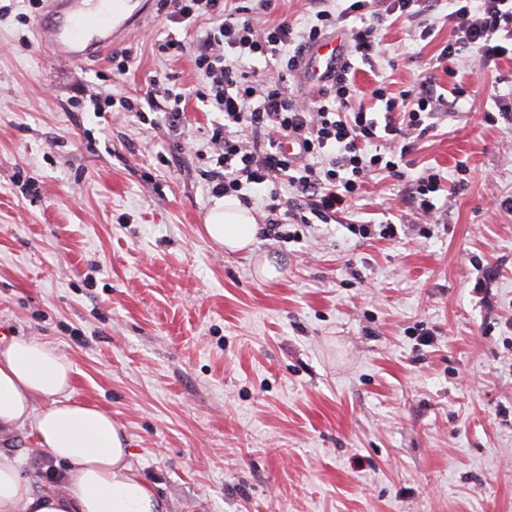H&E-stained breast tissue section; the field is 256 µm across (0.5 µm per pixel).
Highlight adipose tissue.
Segmentation results:
<instances>
[{"mask_svg":"<svg viewBox=\"0 0 512 512\" xmlns=\"http://www.w3.org/2000/svg\"><path fill=\"white\" fill-rule=\"evenodd\" d=\"M204 229L215 246L250 251L259 226L238 200L215 199ZM73 365L36 339L0 347V434L33 423L38 443L66 466L63 486L34 491L16 457L0 452V512H165L133 467L121 425L96 406L71 400ZM48 400L38 409L40 400Z\"/></svg>","mask_w":512,"mask_h":512,"instance_id":"obj_1","label":"adipose tissue"}]
</instances>
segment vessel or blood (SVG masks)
<instances>
[{
	"label": "vessel or blood",
	"mask_w": 512,
	"mask_h": 512,
	"mask_svg": "<svg viewBox=\"0 0 512 512\" xmlns=\"http://www.w3.org/2000/svg\"><path fill=\"white\" fill-rule=\"evenodd\" d=\"M125 0H55V15L48 27L58 60L81 63L112 42L117 17ZM344 57V45L327 38L304 55V68L312 82H324Z\"/></svg>",
	"instance_id": "obj_1"
}]
</instances>
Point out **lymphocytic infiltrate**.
I'll return each mask as SVG.
<instances>
[{"label":"lymphocytic infiltrate","mask_w":512,"mask_h":512,"mask_svg":"<svg viewBox=\"0 0 512 512\" xmlns=\"http://www.w3.org/2000/svg\"><path fill=\"white\" fill-rule=\"evenodd\" d=\"M170 2L172 23L191 26L204 17L212 22L198 35L194 53L202 79L196 97L218 115L209 138L211 192L246 204L268 193L263 233L270 237L288 239L291 224L335 220L370 173L404 178L412 166L409 139L429 132L449 98L466 95L461 86L441 94L431 78L396 93L381 82L371 97L383 103L382 118L353 105L354 59L369 62L378 55V28L394 15L413 22L421 39L431 37V0H350L345 7L339 0H308L309 17L300 27L285 20L259 26V15L270 12L274 0L232 8L225 0ZM352 18L364 25L352 29L350 59L330 83L293 92L289 79L301 68L304 50ZM448 27L440 59L472 57L489 68L512 51V0H448ZM288 142L294 152L285 151Z\"/></svg>","instance_id":"lymphocytic-infiltrate-1"}]
</instances>
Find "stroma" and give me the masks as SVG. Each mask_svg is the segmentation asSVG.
<instances>
[{
  "label": "stroma",
  "instance_id": "1",
  "mask_svg": "<svg viewBox=\"0 0 512 512\" xmlns=\"http://www.w3.org/2000/svg\"><path fill=\"white\" fill-rule=\"evenodd\" d=\"M134 3L110 49L72 64L38 27L47 8L0 0V345L35 338L71 360L70 397L122 425L167 512H512V120L494 102L512 98V55L440 65L436 0L429 39L387 21L383 55L358 66L371 112L381 80L471 91L411 154L441 176L431 238L402 202L411 179L374 174L335 221L296 225L299 242L230 254L202 227L214 115L191 48L207 23ZM170 33L187 49L160 57ZM159 79L188 93L180 133L93 109L146 101ZM384 220L396 238L349 230ZM266 256L276 280L256 274ZM0 451L36 491L64 471L30 422Z\"/></svg>",
  "mask_w": 512,
  "mask_h": 512
}]
</instances>
